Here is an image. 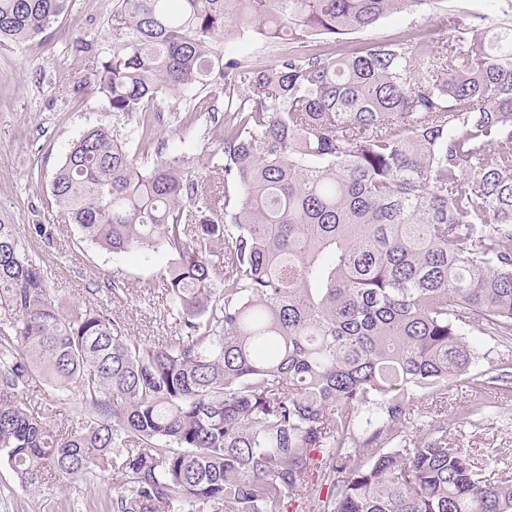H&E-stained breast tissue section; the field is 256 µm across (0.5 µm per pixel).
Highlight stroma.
I'll return each mask as SVG.
<instances>
[{
	"label": "stroma",
	"mask_w": 512,
	"mask_h": 512,
	"mask_svg": "<svg viewBox=\"0 0 512 512\" xmlns=\"http://www.w3.org/2000/svg\"><path fill=\"white\" fill-rule=\"evenodd\" d=\"M502 7L501 0H447L446 9L392 13L370 30L336 41L327 38L322 45L327 50L339 43L354 48L416 29L443 38L449 33V11L462 9L492 24L501 19ZM79 39L96 45L111 41L112 0H72L68 15L45 32L0 47V222L24 231L33 224L50 225L53 241L29 239L32 252L44 262L50 288L74 303L108 304L129 334L158 343L177 335L179 326L156 284L157 264L136 252L117 255L80 243L77 227L65 223L51 195L52 176L71 143L89 128L113 122L95 91L93 55L73 46ZM190 113L189 104L168 101L157 127L158 144L194 156L195 171L202 174L204 129L189 123ZM116 281L121 289L114 302L108 290ZM466 401L484 403L487 410L460 431H449V438L473 461L512 470V389L479 387L463 375L448 392L447 409L456 411ZM121 480L116 470L103 480L52 479L33 495L0 460V512H86V504L103 502Z\"/></svg>",
	"instance_id": "stroma-1"
}]
</instances>
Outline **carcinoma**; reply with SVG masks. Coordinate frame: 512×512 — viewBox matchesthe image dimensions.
<instances>
[{"mask_svg":"<svg viewBox=\"0 0 512 512\" xmlns=\"http://www.w3.org/2000/svg\"><path fill=\"white\" fill-rule=\"evenodd\" d=\"M439 0H113L97 127L51 182L80 242L162 256L180 335L151 344L117 312L49 287L0 223V459L46 477L120 470L105 512H512V478L401 429L512 337V20L459 22L327 52ZM71 0H0V45ZM284 44L269 66L227 43ZM224 103L210 173L155 156V114ZM54 390L23 402L36 382ZM74 393L84 413L57 417Z\"/></svg>","mask_w":512,"mask_h":512,"instance_id":"1","label":"carcinoma"}]
</instances>
